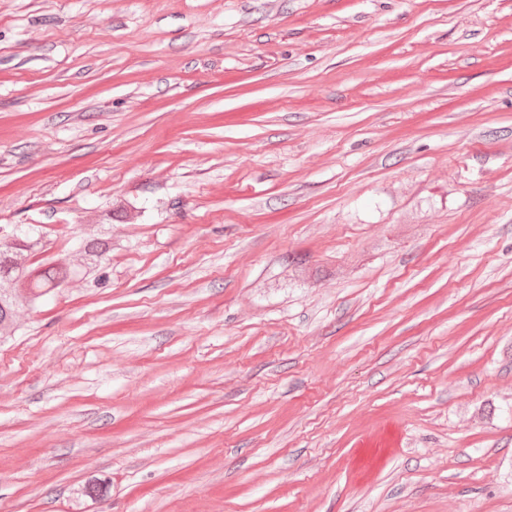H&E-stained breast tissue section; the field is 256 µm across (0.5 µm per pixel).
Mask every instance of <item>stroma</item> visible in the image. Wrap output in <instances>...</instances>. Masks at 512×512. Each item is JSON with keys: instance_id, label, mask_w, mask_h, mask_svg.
Masks as SVG:
<instances>
[{"instance_id": "1", "label": "stroma", "mask_w": 512, "mask_h": 512, "mask_svg": "<svg viewBox=\"0 0 512 512\" xmlns=\"http://www.w3.org/2000/svg\"><path fill=\"white\" fill-rule=\"evenodd\" d=\"M29 224L0 512H512V0H0ZM98 233L79 241L80 262L62 264L46 259L35 267L30 255L42 247V230L35 225L0 235V343L11 338L21 308L37 309L61 294L74 280L94 286L106 279L104 263L112 253V234L101 225ZM111 478L104 474H94L87 478L80 487V497L72 508V512H88L85 510L98 498L109 492Z\"/></svg>"}]
</instances>
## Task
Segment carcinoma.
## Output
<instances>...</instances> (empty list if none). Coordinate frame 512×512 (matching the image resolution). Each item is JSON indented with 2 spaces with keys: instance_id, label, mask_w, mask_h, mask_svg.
Returning <instances> with one entry per match:
<instances>
[{
  "instance_id": "1",
  "label": "carcinoma",
  "mask_w": 512,
  "mask_h": 512,
  "mask_svg": "<svg viewBox=\"0 0 512 512\" xmlns=\"http://www.w3.org/2000/svg\"><path fill=\"white\" fill-rule=\"evenodd\" d=\"M42 230L32 225L0 236V343L10 339L15 318L22 308L34 310L61 294L74 280L95 286L105 279V266L112 253V234L108 228L79 241L80 262L62 264L47 259L35 267L30 255L42 247ZM111 478L94 474L80 487V497L72 512H87V507L109 492Z\"/></svg>"
}]
</instances>
